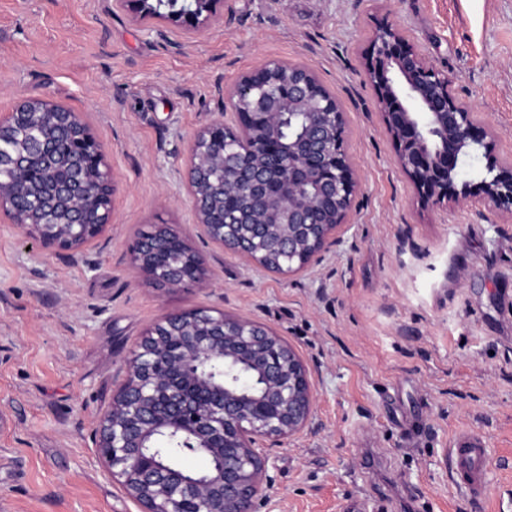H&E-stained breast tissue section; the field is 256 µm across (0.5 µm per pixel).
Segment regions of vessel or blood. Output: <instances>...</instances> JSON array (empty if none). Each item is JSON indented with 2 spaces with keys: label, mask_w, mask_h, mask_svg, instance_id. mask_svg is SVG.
<instances>
[{
  "label": "vessel or blood",
  "mask_w": 512,
  "mask_h": 512,
  "mask_svg": "<svg viewBox=\"0 0 512 512\" xmlns=\"http://www.w3.org/2000/svg\"><path fill=\"white\" fill-rule=\"evenodd\" d=\"M489 450L484 437L475 431L460 433L450 450L451 478L464 495L484 498L490 491Z\"/></svg>",
  "instance_id": "obj_1"
}]
</instances>
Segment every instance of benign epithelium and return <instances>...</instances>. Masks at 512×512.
<instances>
[{
    "label": "benign epithelium",
    "instance_id": "1",
    "mask_svg": "<svg viewBox=\"0 0 512 512\" xmlns=\"http://www.w3.org/2000/svg\"><path fill=\"white\" fill-rule=\"evenodd\" d=\"M226 0H115L160 38L224 24ZM376 107L419 203L443 207L481 196L512 212V161L448 77L388 17L374 21L363 53ZM236 115L195 135L186 164L197 224L213 242L269 271L304 268L347 223L357 188L336 98L316 74L271 59L224 91ZM292 118L300 130L285 136ZM0 213L25 238L76 254L109 226L118 191L102 145L80 115L43 98L0 113ZM484 150L474 185L460 163ZM135 266L155 284L204 288L202 261L171 225L139 235ZM313 404L294 350L244 316L196 308L147 329L94 434L101 463L142 512H256L268 480L260 438L288 437ZM157 436L185 439L207 460L194 473L152 449Z\"/></svg>",
    "mask_w": 512,
    "mask_h": 512
}]
</instances>
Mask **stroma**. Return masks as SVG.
Returning a JSON list of instances; mask_svg holds the SVG:
<instances>
[{
    "label": "stroma",
    "instance_id": "1",
    "mask_svg": "<svg viewBox=\"0 0 512 512\" xmlns=\"http://www.w3.org/2000/svg\"><path fill=\"white\" fill-rule=\"evenodd\" d=\"M385 11L512 159V0H228L223 26L167 42L112 0H0V113L29 97L78 112L120 184L75 255L0 216V512H140L105 475L95 422L145 330L199 307L270 328L309 373L306 426L256 444L258 512H357L374 492L386 512H512V213L417 204L363 66ZM270 59L335 96L358 179L335 242L286 276L203 241L186 179L197 131L235 123L221 89ZM161 224L201 253L207 288L134 267L135 237ZM469 429L489 448L479 502L451 480Z\"/></svg>",
    "mask_w": 512,
    "mask_h": 512
}]
</instances>
